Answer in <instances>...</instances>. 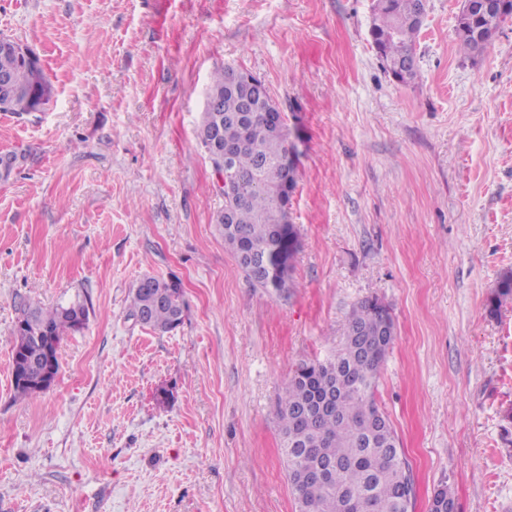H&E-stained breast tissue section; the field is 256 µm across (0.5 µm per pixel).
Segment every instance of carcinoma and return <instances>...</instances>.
Returning <instances> with one entry per match:
<instances>
[{"label": "carcinoma", "instance_id": "obj_1", "mask_svg": "<svg viewBox=\"0 0 512 512\" xmlns=\"http://www.w3.org/2000/svg\"><path fill=\"white\" fill-rule=\"evenodd\" d=\"M422 0H374L369 30L382 64L404 84L417 71L396 68L399 60L416 55L421 24L416 16ZM501 15L479 17L475 26L485 32L482 41L455 33L461 51L478 54L490 44ZM15 79L16 92L9 111H40L52 95V84L42 67L15 52L0 48V73ZM225 70L214 74L208 96L221 101V111L202 113L198 137L210 148L213 133L239 142L234 156L235 194L224 193V207L234 211V223H213L224 237L238 268L255 287L281 292L290 286L301 242L296 225L285 223L282 187L290 176L284 166L293 148L288 129L269 131L263 113L274 100L251 98L250 86L236 90L225 84ZM180 280L146 275L132 290L131 316L145 327L168 333L183 321L184 290ZM512 297V270L503 272L489 299L495 313ZM81 303L51 309L30 308L15 325L12 369L18 360L29 361L26 379H13L20 397H36L46 390L39 381L44 368L59 371L58 347L62 336L86 324ZM396 336L389 306L378 298L359 302L348 317L344 341L324 361L301 363L288 380L277 407L288 478L298 512H412L413 481L403 448L389 418L375 400L378 371ZM319 470L316 481L304 472ZM429 512H456L455 500L442 484L435 489Z\"/></svg>", "mask_w": 512, "mask_h": 512}]
</instances>
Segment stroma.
<instances>
[{
	"mask_svg": "<svg viewBox=\"0 0 512 512\" xmlns=\"http://www.w3.org/2000/svg\"><path fill=\"white\" fill-rule=\"evenodd\" d=\"M372 0H0L42 61L44 111L0 112V512H295L276 407L341 345L358 302L397 335L376 399L413 512H512V18L460 51V0H427L418 77L397 82ZM263 80L299 179L292 286L251 285L213 222L224 193L197 128L216 70ZM146 275L181 280L182 324L136 323ZM82 303L60 371L20 399L24 308ZM172 393L160 402V389Z\"/></svg>",
	"mask_w": 512,
	"mask_h": 512,
	"instance_id": "stroma-1",
	"label": "stroma"
}]
</instances>
